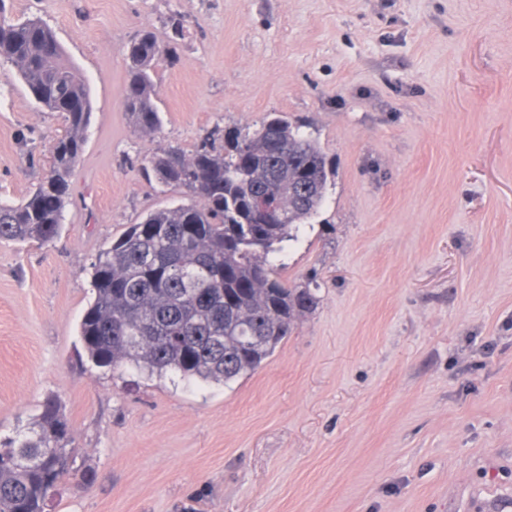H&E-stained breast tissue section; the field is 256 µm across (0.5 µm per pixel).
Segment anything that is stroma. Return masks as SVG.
Masks as SVG:
<instances>
[{
    "mask_svg": "<svg viewBox=\"0 0 512 512\" xmlns=\"http://www.w3.org/2000/svg\"><path fill=\"white\" fill-rule=\"evenodd\" d=\"M89 81L64 229L0 242V440L58 398L78 453L47 512H512V0H0ZM159 62L163 124L122 108V47ZM333 164L275 275L315 309L228 384L88 361L91 264L183 202L142 166L269 112ZM63 121L0 67V201L24 197ZM93 474L84 486L80 473Z\"/></svg>",
    "mask_w": 512,
    "mask_h": 512,
    "instance_id": "stroma-1",
    "label": "stroma"
}]
</instances>
